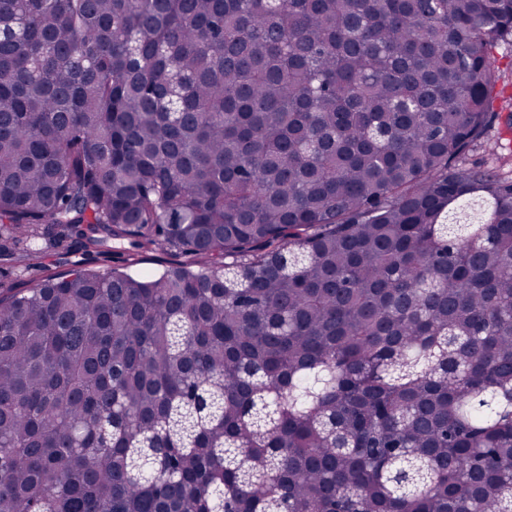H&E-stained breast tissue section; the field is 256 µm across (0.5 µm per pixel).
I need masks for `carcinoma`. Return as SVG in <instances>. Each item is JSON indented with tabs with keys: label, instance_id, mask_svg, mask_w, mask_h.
I'll use <instances>...</instances> for the list:
<instances>
[{
	"label": "carcinoma",
	"instance_id": "cac0c4a2",
	"mask_svg": "<svg viewBox=\"0 0 512 512\" xmlns=\"http://www.w3.org/2000/svg\"><path fill=\"white\" fill-rule=\"evenodd\" d=\"M512 0H0V512H512ZM127 244L192 257L149 276ZM510 152L512 158V134L506 132L501 121L500 123L496 121L489 131L487 141L476 147L468 161L478 160L499 165V158H507Z\"/></svg>",
	"mask_w": 512,
	"mask_h": 512
}]
</instances>
